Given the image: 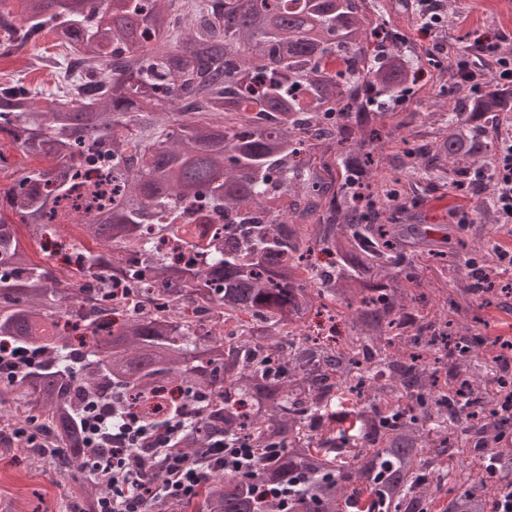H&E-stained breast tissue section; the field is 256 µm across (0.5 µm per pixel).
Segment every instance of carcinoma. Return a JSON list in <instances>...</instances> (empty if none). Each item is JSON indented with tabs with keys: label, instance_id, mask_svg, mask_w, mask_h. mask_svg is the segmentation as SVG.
Returning a JSON list of instances; mask_svg holds the SVG:
<instances>
[{
	"label": "carcinoma",
	"instance_id": "1",
	"mask_svg": "<svg viewBox=\"0 0 512 512\" xmlns=\"http://www.w3.org/2000/svg\"><path fill=\"white\" fill-rule=\"evenodd\" d=\"M0 11V53L28 56L53 33L65 52L29 56L51 68L52 89L0 84V135L22 154L56 161L15 180L0 199L35 241L81 221L103 249L83 248L91 266L152 286L162 312L114 321L97 295L72 292L64 275L35 264L0 216V350L41 355L34 368L0 380V429L36 421L49 453L79 465L91 455L80 421L93 406L176 387L172 412L195 425L180 440L192 462L225 438L258 450L247 472L213 473L197 512H484L489 495H512L497 448L512 428V388L486 392L465 362L484 344L481 320L460 317L452 298L434 315L405 287L418 279L406 247H434L412 224L420 195L388 193L393 177L423 172L470 185L491 169L499 128L512 115V86L487 89L446 112L429 144L402 150L389 175L381 154L408 125L390 108L409 89L413 59L378 54L389 35L365 0H12ZM345 67L346 80L326 62ZM337 112L331 127L321 116ZM118 164L108 207L60 206L82 149ZM480 188L474 222L497 224ZM210 195L224 212V242L209 216L180 207ZM170 210L162 231L206 246L210 266L186 279L158 262L123 264L136 228ZM334 257L312 270L313 252ZM451 265L481 308L503 284L492 244L461 238ZM346 308L357 345L285 348L282 327L328 304ZM253 323L228 339L224 317ZM389 354L385 376L369 375L364 352ZM259 353L283 368L270 376ZM461 428L430 437L432 418ZM454 477L430 479L431 446ZM85 512L109 493L87 477Z\"/></svg>",
	"mask_w": 512,
	"mask_h": 512
}]
</instances>
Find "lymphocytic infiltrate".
<instances>
[{
    "label": "lymphocytic infiltrate",
    "mask_w": 512,
    "mask_h": 512,
    "mask_svg": "<svg viewBox=\"0 0 512 512\" xmlns=\"http://www.w3.org/2000/svg\"><path fill=\"white\" fill-rule=\"evenodd\" d=\"M188 423L182 415L150 425L117 407L88 422L90 442L101 447L102 453L90 458L86 469L106 479L111 488L110 494L99 498L95 512H147L150 500L156 498L189 501L214 471L250 466L253 449L228 448L220 439L208 449L203 462H189L176 447ZM158 458L166 464L161 481L151 467Z\"/></svg>",
    "instance_id": "obj_1"
}]
</instances>
